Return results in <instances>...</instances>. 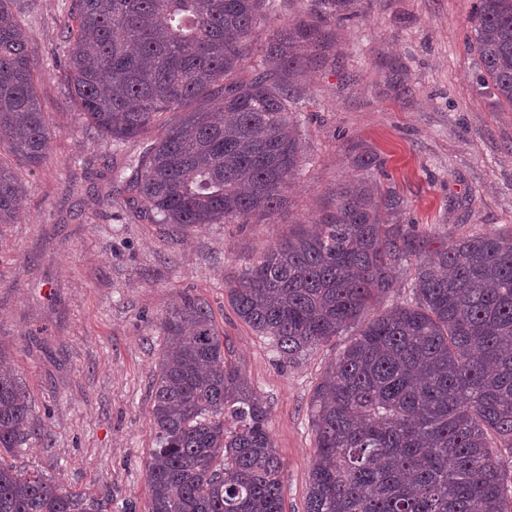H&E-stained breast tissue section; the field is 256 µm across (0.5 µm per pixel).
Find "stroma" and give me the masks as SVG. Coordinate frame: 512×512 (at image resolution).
Masks as SVG:
<instances>
[{
  "instance_id": "1",
  "label": "stroma",
  "mask_w": 512,
  "mask_h": 512,
  "mask_svg": "<svg viewBox=\"0 0 512 512\" xmlns=\"http://www.w3.org/2000/svg\"><path fill=\"white\" fill-rule=\"evenodd\" d=\"M475 0H364L317 51L297 114L302 171L288 206L253 224H210L171 241L128 208L125 180L148 143L85 133L59 77L65 0H21L39 97L56 132L36 168L19 169L24 209L0 224V364L32 405L33 430L11 458L68 490L112 495L143 512L156 446L151 391L162 317L184 298L208 303L231 356L269 410L284 468L283 512H304L315 451L313 390L350 333L296 363L236 314L227 289L242 268L322 216L356 179L353 145L375 151L383 186L431 246L512 235V112L500 111L464 48Z\"/></svg>"
}]
</instances>
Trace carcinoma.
I'll return each mask as SVG.
<instances>
[{
    "mask_svg": "<svg viewBox=\"0 0 512 512\" xmlns=\"http://www.w3.org/2000/svg\"><path fill=\"white\" fill-rule=\"evenodd\" d=\"M310 2L311 21L260 43L274 0H67L61 81L80 123L117 144L154 135L128 186L138 217L183 234L286 207L305 150L300 78L327 31L361 6ZM471 28L479 81L512 110V0H476ZM27 30L19 0H0V155L37 167L54 130ZM167 112L182 116L161 120ZM23 193L0 159V224ZM402 213L395 192L363 176L228 288L237 315L290 363L358 327L310 400L306 512H512L501 464L512 459V236L432 248ZM410 256L411 300L372 314ZM160 325L144 512H283L268 411L208 305L188 300ZM31 414L0 370V512H112L110 495L6 464Z\"/></svg>",
    "mask_w": 512,
    "mask_h": 512,
    "instance_id": "carcinoma-1",
    "label": "carcinoma"
}]
</instances>
